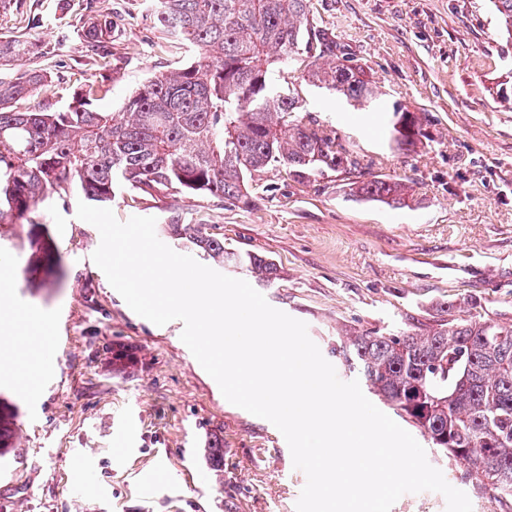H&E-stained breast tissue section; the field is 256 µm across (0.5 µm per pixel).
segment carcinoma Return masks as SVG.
<instances>
[{
	"label": "carcinoma",
	"mask_w": 512,
	"mask_h": 512,
	"mask_svg": "<svg viewBox=\"0 0 512 512\" xmlns=\"http://www.w3.org/2000/svg\"><path fill=\"white\" fill-rule=\"evenodd\" d=\"M310 0H147L155 23L198 55L175 71L143 84L120 112L93 102L106 92L94 73L73 91L63 110H25L19 99L45 87L30 69L0 78V225L30 224L50 195L80 186L90 201L107 202L122 187L150 196H193L252 203L249 180L282 167L299 180L325 170L352 172L359 159L316 119L299 115L295 88L276 86V64L303 62L309 82L363 105L376 97L375 81L361 66L343 63L336 39L309 18ZM499 27L512 41V0H492ZM116 23L105 16L83 41L107 58ZM33 53L27 40H0V62ZM497 95L512 103V68L500 76ZM390 141L408 150L425 137L413 112L393 109ZM353 196L408 206V188L392 180H361ZM174 245L204 260L233 261L258 282L277 277L274 263L257 255L224 253V239L202 224L168 225ZM26 272L53 278L57 256L46 225L28 232ZM336 355L359 374L433 447L490 487L512 512V325L492 319L447 317L430 329L412 325L339 339ZM22 453L10 413L0 407V461Z\"/></svg>",
	"instance_id": "carcinoma-1"
}]
</instances>
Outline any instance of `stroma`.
<instances>
[{
  "label": "stroma",
  "mask_w": 512,
  "mask_h": 512,
  "mask_svg": "<svg viewBox=\"0 0 512 512\" xmlns=\"http://www.w3.org/2000/svg\"><path fill=\"white\" fill-rule=\"evenodd\" d=\"M314 22L364 66L377 99L355 106L299 81L302 112L335 128L366 177L406 183L411 206L352 196L353 175L327 171L297 181L285 169L256 174L253 202L118 191L119 221L150 216L204 224L227 249L262 256L279 278L257 290L303 321L339 379L340 335L428 328L444 303L459 316L512 324V105L496 94L512 45L491 0H310ZM120 29L106 95L120 111L155 74L191 53L169 43L143 0H23L0 10V38L20 36L40 54L0 67V76L41 70L47 85L23 107H65L101 59L79 34L88 19ZM417 113L426 140L408 151L389 141L394 107ZM84 194L50 195L33 213L48 226L65 276L60 289L26 278L28 225L0 229V397L16 405L23 454L0 466V512H296L306 483L269 421L229 403L182 342L181 321L158 326L133 312L91 256L93 225L77 218ZM135 362L113 371L112 347ZM224 442V475L205 463L212 437ZM193 465L178 468L184 453ZM428 462L464 491L473 512H500L483 484L452 457Z\"/></svg>",
  "instance_id": "obj_1"
}]
</instances>
